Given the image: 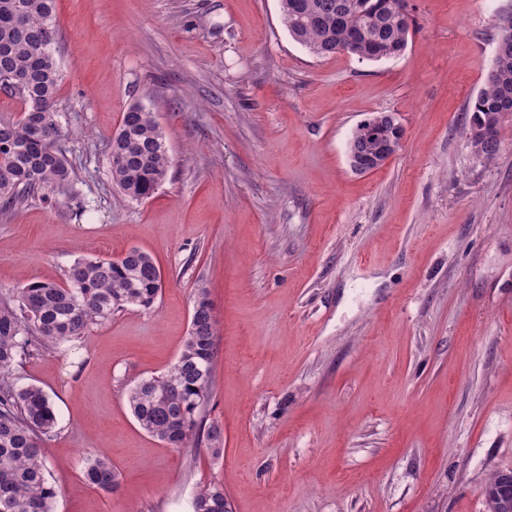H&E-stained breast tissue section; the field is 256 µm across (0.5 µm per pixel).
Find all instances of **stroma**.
<instances>
[{"instance_id":"obj_1","label":"stroma","mask_w":512,"mask_h":512,"mask_svg":"<svg viewBox=\"0 0 512 512\" xmlns=\"http://www.w3.org/2000/svg\"><path fill=\"white\" fill-rule=\"evenodd\" d=\"M411 6L405 53L370 62L310 54L280 0H57L71 178L0 208V292L133 248L164 285L13 371L54 404L55 512H192L210 483L231 512H486V481L512 471V118L489 161L466 124L512 0ZM134 103L173 159L142 202L110 171ZM380 112L401 145L356 173L348 142ZM201 288L216 451L160 442L127 403L176 361ZM90 454L115 492L83 481Z\"/></svg>"}]
</instances>
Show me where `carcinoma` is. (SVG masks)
I'll return each instance as SVG.
<instances>
[{
    "instance_id": "carcinoma-1",
    "label": "carcinoma",
    "mask_w": 512,
    "mask_h": 512,
    "mask_svg": "<svg viewBox=\"0 0 512 512\" xmlns=\"http://www.w3.org/2000/svg\"><path fill=\"white\" fill-rule=\"evenodd\" d=\"M56 0H0V88L18 95L27 111L0 121V203L17 204L34 189L53 190L69 182L63 143L69 137L58 119L61 70L54 54L59 28ZM23 9L18 27L5 24ZM290 37L312 55L333 56L351 45V56L378 61L403 53L411 26L386 7V0H280ZM27 72L28 85L14 89L10 74ZM512 98V42L495 51L494 65L469 109L468 134L478 156L490 160L501 146L503 102ZM112 182L131 201L149 199L168 177L172 158L155 116L137 103L123 113L111 140ZM162 291V276L147 252L132 248L117 260H75L65 284L32 282L0 292V512H54L57 489L46 476L42 442L57 425L53 403L35 386L18 387L15 366L35 351L58 349L93 325L129 307L148 309ZM206 290L198 291L189 331L174 365L144 378L127 394L140 427L175 448L205 439L219 453V426L202 430L200 413L209 400L216 357V324ZM82 475L106 493L119 474L111 462L89 455ZM512 473L492 476L483 495L487 512L512 499ZM194 512H224V488L211 483L194 500Z\"/></svg>"
}]
</instances>
